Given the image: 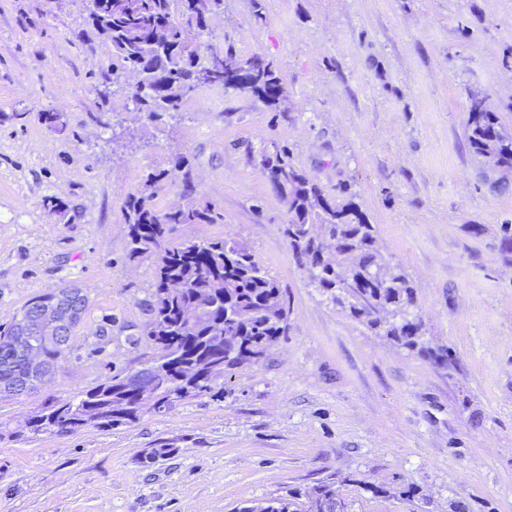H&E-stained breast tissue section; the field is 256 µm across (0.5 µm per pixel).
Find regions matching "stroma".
<instances>
[{
	"label": "stroma",
	"instance_id": "35a3bbf8",
	"mask_svg": "<svg viewBox=\"0 0 512 512\" xmlns=\"http://www.w3.org/2000/svg\"><path fill=\"white\" fill-rule=\"evenodd\" d=\"M202 40L272 61L284 116L216 88L164 124L132 121L135 78L113 79L83 0H0V324L72 283L89 299L55 379L0 398V512H234L328 477L351 512H512V191L465 137L474 92L512 129V0H224ZM46 110L65 133L39 121ZM237 141L288 146L326 190L348 187L448 364L312 285L282 234L286 203ZM180 155L224 221L176 236L250 248L288 293L286 336L226 370L223 396L111 430L25 433L44 407L150 356L155 263L128 257L123 206ZM50 195L64 208H46ZM161 447L172 455L142 464Z\"/></svg>",
	"mask_w": 512,
	"mask_h": 512
}]
</instances>
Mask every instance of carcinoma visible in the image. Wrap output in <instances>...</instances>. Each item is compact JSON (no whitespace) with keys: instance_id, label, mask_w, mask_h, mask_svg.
Masks as SVG:
<instances>
[{"instance_id":"1","label":"carcinoma","mask_w":512,"mask_h":512,"mask_svg":"<svg viewBox=\"0 0 512 512\" xmlns=\"http://www.w3.org/2000/svg\"><path fill=\"white\" fill-rule=\"evenodd\" d=\"M89 19L112 48V75L126 71L138 81L131 100L150 122L180 109L184 98L200 88L222 87L255 98L278 117L283 98L272 94L281 84L273 64L259 57L241 59L230 49L215 50L201 41L192 24L196 13L213 14L224 0H86ZM38 118L63 133L67 123L58 112ZM466 141L484 166L504 175L512 171V131L495 113L469 103ZM246 153L269 178L288 206L283 235L294 256L311 264V281L334 304L370 329L384 331L394 342L418 350L443 365L448 349L423 346L422 324L414 313L415 289L406 273L390 265L375 246L376 230L359 206L327 193L290 160L288 146ZM186 167L176 157L169 168L146 172L136 193L124 204L128 255L156 257L149 319L141 335L155 351L151 408L167 409L178 398L219 397L215 381L224 370L266 357L286 335L288 298L277 280L243 245L224 238L173 237L180 224H216L219 212L201 203L183 180L184 204L161 208V187ZM76 285L37 294L30 301L54 310ZM26 306L0 325V351L24 330ZM38 368L0 356V386L18 378L35 379ZM122 370L72 398L29 418L34 434L69 433L86 427L112 428L136 423L143 405L132 394ZM338 494L325 480L309 491L286 494L236 508L235 512H330L320 500Z\"/></svg>"}]
</instances>
